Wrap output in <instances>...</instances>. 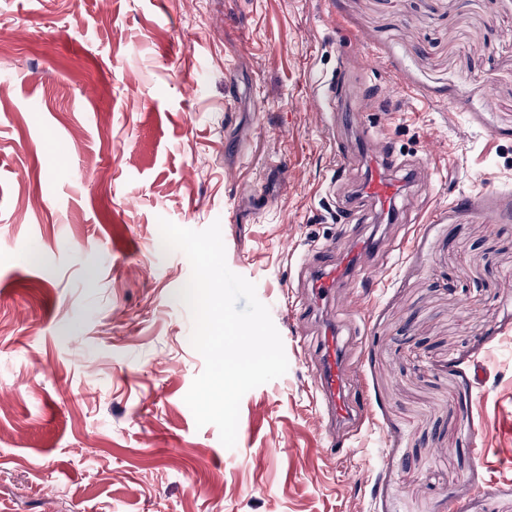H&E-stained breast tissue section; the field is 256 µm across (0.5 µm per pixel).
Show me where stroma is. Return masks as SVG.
I'll return each mask as SVG.
<instances>
[{
	"mask_svg": "<svg viewBox=\"0 0 512 512\" xmlns=\"http://www.w3.org/2000/svg\"><path fill=\"white\" fill-rule=\"evenodd\" d=\"M368 132L433 177L345 224ZM162 217L220 223L283 341L231 449ZM372 235L379 287L308 317L304 256ZM0 512H512V0H0ZM321 335L317 360L319 369L315 381L316 398L336 423L349 422L356 416L363 419L369 409L364 404L354 409L345 400L343 380L352 369L347 365L336 327L324 325Z\"/></svg>",
	"mask_w": 512,
	"mask_h": 512,
	"instance_id": "1",
	"label": "stroma"
}]
</instances>
